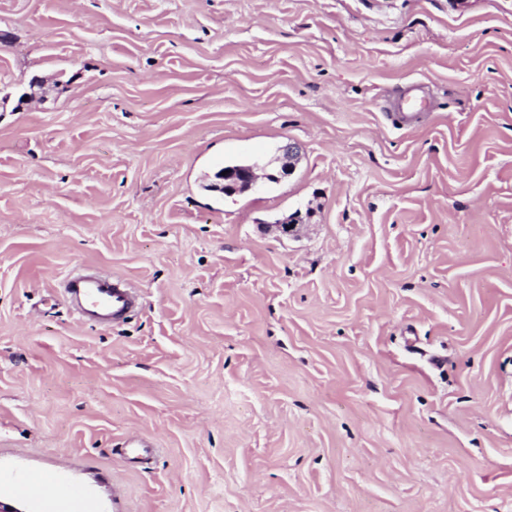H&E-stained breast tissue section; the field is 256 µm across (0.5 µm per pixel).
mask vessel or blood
Returning a JSON list of instances; mask_svg holds the SVG:
<instances>
[{
  "label": "vessel or blood",
  "mask_w": 512,
  "mask_h": 512,
  "mask_svg": "<svg viewBox=\"0 0 512 512\" xmlns=\"http://www.w3.org/2000/svg\"><path fill=\"white\" fill-rule=\"evenodd\" d=\"M429 102L421 86H414L396 101L388 118L393 125L409 128L428 111ZM62 293L87 323L109 325L125 321L137 306L132 288L99 273L85 272L67 277ZM151 441L139 434L130 435L121 450L131 462L152 454ZM10 487L22 500L35 504L37 512H91L89 493L79 485L64 480L61 472L50 471L36 477L23 471H0V485Z\"/></svg>",
  "instance_id": "b4317fda"
}]
</instances>
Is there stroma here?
Wrapping results in <instances>:
<instances>
[{
  "label": "stroma",
  "instance_id": "obj_1",
  "mask_svg": "<svg viewBox=\"0 0 512 512\" xmlns=\"http://www.w3.org/2000/svg\"><path fill=\"white\" fill-rule=\"evenodd\" d=\"M451 2L0 0V469L94 512H512V0ZM246 162L278 182L202 189ZM89 269L139 311L81 323ZM413 91L400 96L393 106L394 112H387L388 119L393 125L410 128L422 113L429 110V102L423 94L422 87L416 85ZM152 442L140 434H131L125 441V448H121V455L130 462H139L146 459L155 448Z\"/></svg>",
  "mask_w": 512,
  "mask_h": 512
}]
</instances>
